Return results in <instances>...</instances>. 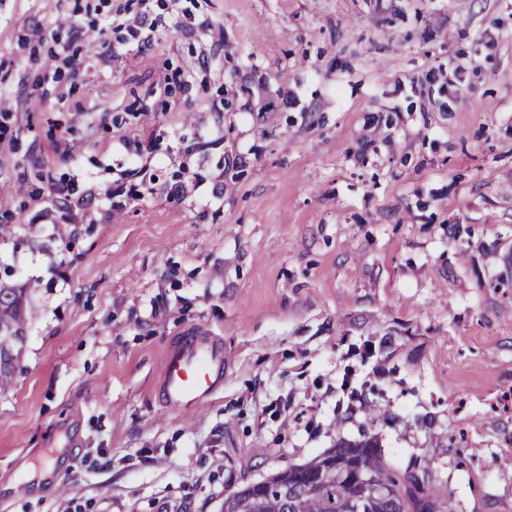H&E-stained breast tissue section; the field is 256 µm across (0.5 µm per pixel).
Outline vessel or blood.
<instances>
[{"label":"vessel or blood","instance_id":"1","mask_svg":"<svg viewBox=\"0 0 512 512\" xmlns=\"http://www.w3.org/2000/svg\"><path fill=\"white\" fill-rule=\"evenodd\" d=\"M224 383V349L204 336H191L172 346L163 363L160 391L174 410L202 404Z\"/></svg>","mask_w":512,"mask_h":512}]
</instances>
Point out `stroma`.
<instances>
[{"label":"stroma","mask_w":512,"mask_h":512,"mask_svg":"<svg viewBox=\"0 0 512 512\" xmlns=\"http://www.w3.org/2000/svg\"><path fill=\"white\" fill-rule=\"evenodd\" d=\"M0 224V512H221L366 435L512 512V0H0ZM29 288L0 284V388L8 386L19 367L33 311ZM223 384L224 348L220 344L204 336H190L167 352L160 391L171 409H192Z\"/></svg>","instance_id":"1"}]
</instances>
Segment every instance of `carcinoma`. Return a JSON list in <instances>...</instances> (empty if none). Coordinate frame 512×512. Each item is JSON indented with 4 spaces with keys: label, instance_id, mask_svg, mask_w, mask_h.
Wrapping results in <instances>:
<instances>
[{
    "label": "carcinoma",
    "instance_id": "1",
    "mask_svg": "<svg viewBox=\"0 0 512 512\" xmlns=\"http://www.w3.org/2000/svg\"><path fill=\"white\" fill-rule=\"evenodd\" d=\"M28 292L27 288L0 284V388L12 382L23 358L27 324L33 314ZM334 452L340 473H347L349 465L357 461L374 485L396 488V494L369 502L368 512H411L420 494L433 501L437 512H452L447 498L428 478H423L419 487L413 482V471L392 467L377 441L343 442ZM322 463L316 458L300 464L297 472L290 467L277 471L267 476L263 489L252 483L234 487L224 494V512H344L352 494L348 482L338 477L320 490L309 485L310 476Z\"/></svg>",
    "mask_w": 512,
    "mask_h": 512
}]
</instances>
